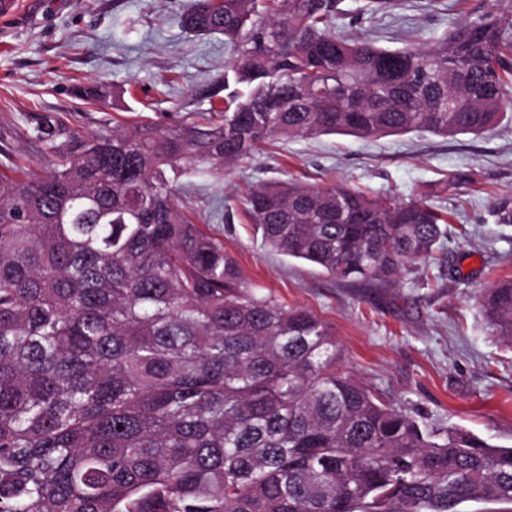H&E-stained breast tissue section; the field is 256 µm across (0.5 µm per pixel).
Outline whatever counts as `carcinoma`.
<instances>
[{"label": "carcinoma", "mask_w": 512, "mask_h": 512, "mask_svg": "<svg viewBox=\"0 0 512 512\" xmlns=\"http://www.w3.org/2000/svg\"><path fill=\"white\" fill-rule=\"evenodd\" d=\"M342 0H194L224 36V108L92 135L47 126L44 176L0 173V512H460L512 505V447L429 428L339 364L315 313L251 287L178 199L271 139L478 135L512 114V10L388 49L334 26ZM273 252L331 278L431 262L448 213L359 188L257 184ZM512 224V195L491 207ZM512 347V279L477 295Z\"/></svg>", "instance_id": "1"}]
</instances>
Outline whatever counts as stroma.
I'll use <instances>...</instances> for the list:
<instances>
[{
	"label": "stroma",
	"instance_id": "35a3bbf8",
	"mask_svg": "<svg viewBox=\"0 0 512 512\" xmlns=\"http://www.w3.org/2000/svg\"><path fill=\"white\" fill-rule=\"evenodd\" d=\"M491 0H399L372 14L366 0H343L340 34L381 46L430 45L452 19ZM192 0H21L0 20V172L45 173L41 130L57 120L93 134L116 121L170 126L208 108L232 58L220 35L186 34L180 17ZM103 86L105 102L77 90ZM472 181L451 191L452 176ZM343 184L420 199L450 214L440 262L417 263L391 288L339 284L314 265L266 250L241 200L266 180ZM195 221L220 230L224 249L254 287L308 309L336 332L340 365L421 423L468 430L512 444V348L492 336L476 294L512 278V225L494 223L492 202L512 195V120L481 135L408 133L363 140L326 135L268 141L224 175L187 173ZM456 276H449V266Z\"/></svg>",
	"mask_w": 512,
	"mask_h": 512
}]
</instances>
